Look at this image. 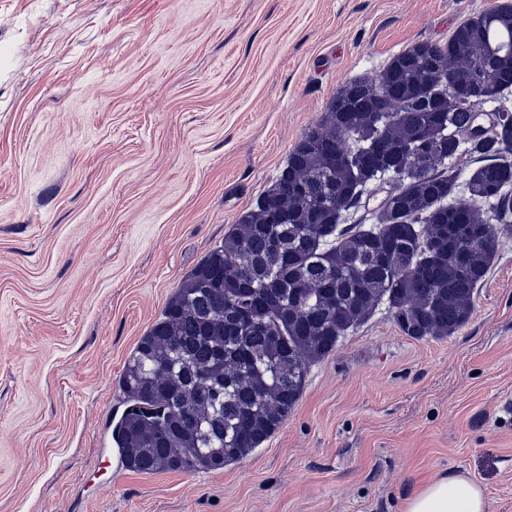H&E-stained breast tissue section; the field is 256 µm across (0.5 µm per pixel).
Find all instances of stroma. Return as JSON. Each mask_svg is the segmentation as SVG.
<instances>
[{"mask_svg": "<svg viewBox=\"0 0 512 512\" xmlns=\"http://www.w3.org/2000/svg\"><path fill=\"white\" fill-rule=\"evenodd\" d=\"M497 0H0V512H403L462 473L512 512V238L468 323L386 310L223 469L119 464L125 362L343 82Z\"/></svg>", "mask_w": 512, "mask_h": 512, "instance_id": "stroma-1", "label": "stroma"}]
</instances>
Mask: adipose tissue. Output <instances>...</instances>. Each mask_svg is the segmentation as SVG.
I'll return each instance as SVG.
<instances>
[{
  "mask_svg": "<svg viewBox=\"0 0 512 512\" xmlns=\"http://www.w3.org/2000/svg\"><path fill=\"white\" fill-rule=\"evenodd\" d=\"M404 512H489L482 487L463 474L442 475L407 498Z\"/></svg>",
  "mask_w": 512,
  "mask_h": 512,
  "instance_id": "obj_1",
  "label": "adipose tissue"
}]
</instances>
